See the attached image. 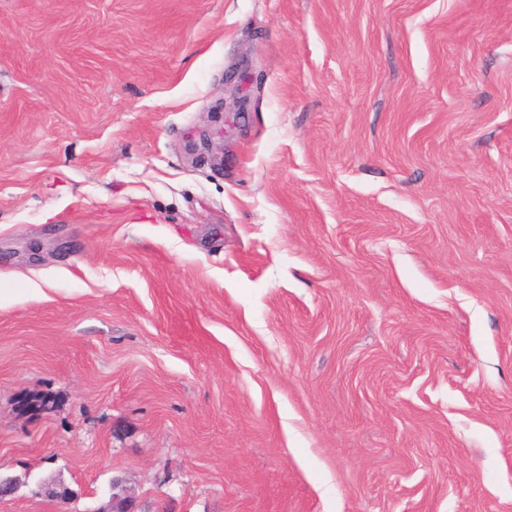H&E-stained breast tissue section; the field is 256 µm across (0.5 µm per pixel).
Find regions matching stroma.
<instances>
[{
    "label": "stroma",
    "mask_w": 512,
    "mask_h": 512,
    "mask_svg": "<svg viewBox=\"0 0 512 512\" xmlns=\"http://www.w3.org/2000/svg\"><path fill=\"white\" fill-rule=\"evenodd\" d=\"M0 473L512 512V0H0Z\"/></svg>",
    "instance_id": "35a3bbf8"
}]
</instances>
